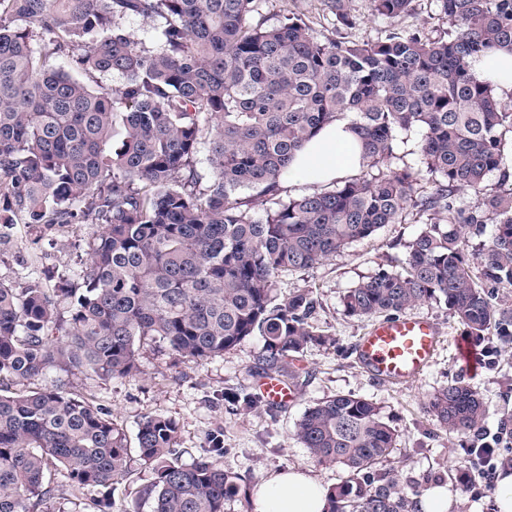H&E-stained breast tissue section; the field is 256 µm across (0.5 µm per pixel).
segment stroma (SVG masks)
Masks as SVG:
<instances>
[{
	"label": "stroma",
	"mask_w": 512,
	"mask_h": 512,
	"mask_svg": "<svg viewBox=\"0 0 512 512\" xmlns=\"http://www.w3.org/2000/svg\"><path fill=\"white\" fill-rule=\"evenodd\" d=\"M347 10L353 26L346 34L360 40L377 39L392 27L416 28L432 36L449 28L436 0H413L411 13L393 20L374 18L370 0H348ZM263 12L273 23L287 13L302 14L320 35L330 30L333 20L323 0H266ZM422 229L415 215H407L404 223L385 225L323 264L279 279V297L297 289L312 290L318 302L315 323L325 340L311 345L296 361L298 397L277 414L263 407L240 412L224 407L225 387H253L254 358L262 346L257 336L204 363L146 346L140 359L141 373L136 378L107 386L79 380L75 387L111 410L131 434L136 433L145 414L175 419L180 427L179 460L185 464L210 447L214 435H221L226 448L224 465L242 478L240 493L230 504L232 512H249V493L254 485L279 469L297 467L328 486L340 483L342 466L318 463L293 434L308 407L337 394L362 397L380 407L397 433V449L388 466L400 480L412 481L421 490L438 484L458 490L453 512H496L494 489L479 482L466 488L460 484L461 475L468 472L466 459L475 438L441 426L428 413L427 404L436 390L459 381L473 387L484 402V432L497 433L504 425L512 428V344L495 336L475 341V348L482 354L481 369L478 374H468L455 357L454 338L462 334V327L445 306L422 302L410 313L442 326L444 335L437 355L413 383L389 384L370 374L356 355V346L370 328V320L351 317L344 310L343 296L359 280L382 267L401 269L406 242ZM97 231L94 224L16 225L0 239V279L17 280L22 269L35 263L65 270L73 265L80 240ZM151 479L150 470L134 467L129 480L110 493L112 512H150L138 491Z\"/></svg>",
	"instance_id": "obj_1"
}]
</instances>
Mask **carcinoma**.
<instances>
[{
	"label": "carcinoma",
	"mask_w": 512,
	"mask_h": 512,
	"mask_svg": "<svg viewBox=\"0 0 512 512\" xmlns=\"http://www.w3.org/2000/svg\"><path fill=\"white\" fill-rule=\"evenodd\" d=\"M264 2L0 0V226H100L74 268L0 280V512H39L57 476L110 489L134 458L153 474L140 490L151 512H231L240 476L224 466L219 437L183 464L175 420L147 414L132 441L94 397L38 380L55 371L107 384L136 376L146 345L202 363L252 336L264 340L261 370L293 379V360L318 340L317 301L308 289L277 300V279L410 208L425 227L405 265L349 289L347 313L390 318L435 301L466 335L512 342V309L491 299L512 288V93L469 68L491 48L512 52V0H437L443 35L392 28L376 40L321 38L300 14L269 25ZM325 2L353 25L346 0ZM412 2L371 0V12L395 19ZM124 19L151 24L152 44ZM114 74L122 82L109 90L80 79ZM337 119L361 140V174L283 194L290 160ZM412 131L409 163L396 147ZM494 171L502 181L489 188ZM468 235L482 238L474 258ZM260 403L224 388L233 411ZM428 409L465 434L485 416L458 381ZM294 436L317 462L345 469L327 512H417L378 468L397 435L373 402L336 394L308 408Z\"/></svg>",
	"instance_id": "carcinoma-1"
}]
</instances>
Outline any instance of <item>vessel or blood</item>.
Here are the masks:
<instances>
[{
  "instance_id": "vessel-or-blood-1",
  "label": "vessel or blood",
  "mask_w": 512,
  "mask_h": 512,
  "mask_svg": "<svg viewBox=\"0 0 512 512\" xmlns=\"http://www.w3.org/2000/svg\"><path fill=\"white\" fill-rule=\"evenodd\" d=\"M442 335L441 326L430 319L398 316L376 323L360 338L357 354L379 380L404 384L431 365ZM255 389L274 405H287L297 397L294 386L272 373L256 376Z\"/></svg>"
}]
</instances>
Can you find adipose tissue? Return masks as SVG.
Instances as JSON below:
<instances>
[{
  "mask_svg": "<svg viewBox=\"0 0 512 512\" xmlns=\"http://www.w3.org/2000/svg\"><path fill=\"white\" fill-rule=\"evenodd\" d=\"M476 78L490 80L499 93H512V53L490 50L472 64ZM362 165V148L349 120L323 127L298 151L281 182L323 186L356 172ZM325 484L309 472L288 468L268 475L251 491V512H325Z\"/></svg>",
  "mask_w": 512,
  "mask_h": 512,
  "instance_id": "ef3b65f1",
  "label": "adipose tissue"
}]
</instances>
